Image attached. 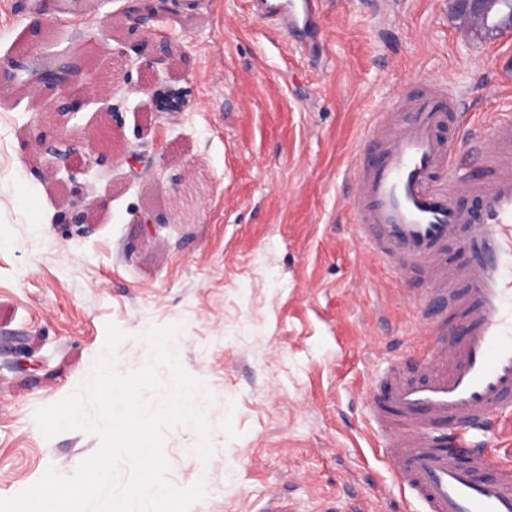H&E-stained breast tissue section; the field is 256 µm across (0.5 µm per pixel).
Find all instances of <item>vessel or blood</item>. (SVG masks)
<instances>
[{
  "label": "vessel or blood",
  "mask_w": 512,
  "mask_h": 512,
  "mask_svg": "<svg viewBox=\"0 0 512 512\" xmlns=\"http://www.w3.org/2000/svg\"><path fill=\"white\" fill-rule=\"evenodd\" d=\"M292 45L322 50L324 0H250ZM395 109L359 150L349 200L355 233L401 279L425 273L421 290L430 352L390 361L367 396L397 481L425 512H512V465L494 462L488 435L512 417V115L473 130L468 154L441 127L460 112L438 80ZM460 259L449 263L446 249Z\"/></svg>",
  "instance_id": "1"
}]
</instances>
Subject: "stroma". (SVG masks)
<instances>
[{
  "label": "stroma",
  "instance_id": "stroma-1",
  "mask_svg": "<svg viewBox=\"0 0 512 512\" xmlns=\"http://www.w3.org/2000/svg\"><path fill=\"white\" fill-rule=\"evenodd\" d=\"M325 0L324 53L310 57L254 16L247 0H162L152 27L186 49L182 112L142 115L141 94L109 85L112 126L139 163L107 160L87 179L105 199L92 232L65 238L53 219L64 198L40 180L26 124L36 109L0 100V336L21 337L43 361L32 375L0 369V498L35 483L48 466L72 474L97 435L45 439L37 408L78 389L101 354L105 325L127 332L116 370L148 357L143 332L182 324L183 368L215 395L207 406L214 454L201 462L195 432L169 429L167 478L206 483L189 512H263L271 496L291 512H422L400 487L363 391L390 359L425 357L417 278L399 283L353 239L352 155L397 87L424 76L466 105L448 138L464 150L472 128L512 114V86L496 71L512 30L462 36L450 0ZM128 0H67L33 31L28 0H0V59L78 54L108 77L112 32ZM170 151L175 165L145 185V165ZM199 171L196 210L170 212L182 161ZM168 215L150 228L139 206Z\"/></svg>",
  "mask_w": 512,
  "mask_h": 512
}]
</instances>
